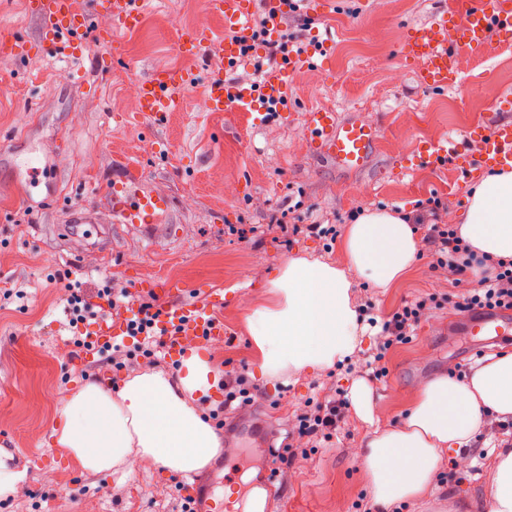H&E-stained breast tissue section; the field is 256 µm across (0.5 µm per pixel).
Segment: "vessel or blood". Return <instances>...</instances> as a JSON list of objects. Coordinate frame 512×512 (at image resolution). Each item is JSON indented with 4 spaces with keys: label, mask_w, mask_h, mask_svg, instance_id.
Instances as JSON below:
<instances>
[{
    "label": "vessel or blood",
    "mask_w": 512,
    "mask_h": 512,
    "mask_svg": "<svg viewBox=\"0 0 512 512\" xmlns=\"http://www.w3.org/2000/svg\"><path fill=\"white\" fill-rule=\"evenodd\" d=\"M258 0H210L212 11L223 17L225 27L238 32L240 39L224 45L226 61L240 55V40L250 39V17ZM144 0H93L97 12L107 14L116 31L134 29L143 14ZM28 12L38 19L47 35L43 48L58 59L77 58L79 44L87 28V15L76 8L73 0H27ZM497 33L502 43L512 42V0H449L448 9L440 19L414 28L403 47L404 57L418 62L417 79L430 90L447 88L456 82L458 62L463 53H479L490 33ZM208 30L192 27L179 32L177 45L181 50L203 54L211 44ZM299 58L276 68L263 90L278 105H287L292 95L293 77L300 67ZM188 81L185 74L174 68H157L142 78L137 86V103L141 115L163 120L169 113L187 107ZM241 112H255L257 121L266 113L255 110L250 90L227 82L223 74H213L208 83L205 109L223 112L228 107ZM306 135L310 148L330 156L338 166L358 171L370 162L378 147V131L372 124L358 118H342L333 110L312 107L306 113ZM479 140L481 150L470 156L465 142L450 140L426 145L415 157V164L438 166L447 158L472 159L475 165L490 167L512 162V117L493 124H481L470 133ZM103 203L114 223L127 224L148 242L158 238V226L173 212L174 202L158 193L143 180L134 168L114 176L105 188ZM142 292L152 294L161 304L156 324L165 351L177 356L183 348V337L194 336L210 341L224 337V325L214 317L224 304V292L209 290L205 301L175 302L181 285L170 280H154L142 284ZM471 334L482 337L484 343L498 342L512 335V310L481 311L470 321Z\"/></svg>",
    "instance_id": "obj_1"
}]
</instances>
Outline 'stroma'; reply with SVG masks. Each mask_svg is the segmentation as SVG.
Returning <instances> with one entry per match:
<instances>
[{"label": "stroma", "instance_id": "35a3bbf8", "mask_svg": "<svg viewBox=\"0 0 512 512\" xmlns=\"http://www.w3.org/2000/svg\"><path fill=\"white\" fill-rule=\"evenodd\" d=\"M333 2L323 19L289 25L309 63L293 77L290 107L256 127L236 110L203 109L212 72L223 70L233 80L248 71L247 59L227 67L218 48L192 57L173 44L176 28L200 22L214 43L223 42L224 21L211 13L209 0H147L140 29L119 33L126 59L113 67L106 64L110 20L91 12L89 0H76L88 14V30L72 64L43 53L45 34L27 17L24 0H0V44L15 38L28 44L21 59L0 51V293H26L0 308V449L26 473L18 493L0 499V512H177L187 495L184 475L122 466L91 476L57 448L52 430L60 409L89 374L115 389L128 374L92 368L91 357L72 345L66 291L56 273L70 272L90 295L104 286L133 291L157 277L180 282L190 302L223 289L216 317L224 340L202 351L220 371L244 375L256 399L229 410L223 394L201 400V407L226 410L221 435L229 449L223 461L199 471L203 481L222 466L241 476L276 465L272 451L287 443L296 414L325 395L348 392L360 363L373 359L380 338L370 327L343 365L295 382L265 381L251 355L244 305L266 299L270 271L287 259L340 262L339 242L325 243L308 225L341 233L356 212L420 214L433 196L445 206L444 221L457 223L481 167L451 159L409 170L404 162L428 143L468 134L486 119L491 94H502L512 113V49L490 35L484 53L463 56L459 84L425 90L402 44L411 27L439 19L448 0ZM326 54L334 58L329 69L321 65ZM164 66L183 69L191 84L187 109L158 125L138 115L130 83ZM319 106L377 126L378 150L365 170L344 171L308 148L304 114ZM30 155L51 165L52 183L33 187L16 175L15 162ZM130 161L174 201L173 222L158 245L105 216L97 232L68 235L66 226L87 214L95 194ZM458 293L453 276L431 268L425 255L396 287L358 280L353 296L371 301L368 314L376 320L420 295H434V308L411 342L392 346L382 359L388 375L372 384L375 424L346 411L340 433L319 440L304 464L290 463L277 474L272 512H332L339 499L358 512L360 501H371L354 456L370 427L399 424L418 381L443 372L463 377L477 361L476 337L461 333ZM491 474V464L470 452L466 466L439 471L432 496L453 500L458 512H489Z\"/></svg>", "mask_w": 512, "mask_h": 512}]
</instances>
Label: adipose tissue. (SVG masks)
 <instances>
[{"mask_svg":"<svg viewBox=\"0 0 512 512\" xmlns=\"http://www.w3.org/2000/svg\"><path fill=\"white\" fill-rule=\"evenodd\" d=\"M460 235L476 254L512 259V167L497 166L471 185ZM423 243L412 223L395 212L363 210L341 241L343 263L294 257L275 268L270 301L245 317L257 369L269 381L310 375L346 362L365 331L352 301L363 278L377 288L396 286L412 269ZM220 383L209 360L188 346L175 374L142 372L118 390L85 384L60 411L56 443L82 470L104 474L128 462L159 465L169 473L205 469L222 448L221 436L197 408ZM356 417L374 428L356 459L371 483L375 512L419 500L439 468L462 462L488 417L512 419V352L489 356L467 378L438 374L412 392L404 421L375 429L373 389H349ZM489 512H512V446L497 450Z\"/></svg>","mask_w":512,"mask_h":512,"instance_id":"adipose-tissue-1","label":"adipose tissue"}]
</instances>
